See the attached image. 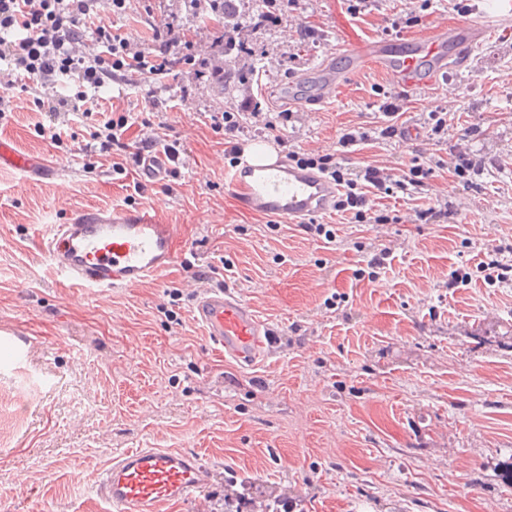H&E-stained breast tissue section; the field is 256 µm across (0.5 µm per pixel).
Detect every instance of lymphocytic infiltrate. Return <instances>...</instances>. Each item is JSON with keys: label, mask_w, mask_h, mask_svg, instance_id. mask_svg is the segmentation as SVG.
Segmentation results:
<instances>
[{"label": "lymphocytic infiltrate", "mask_w": 512, "mask_h": 512, "mask_svg": "<svg viewBox=\"0 0 512 512\" xmlns=\"http://www.w3.org/2000/svg\"><path fill=\"white\" fill-rule=\"evenodd\" d=\"M131 0H0V119L12 109L17 94H32L33 105L54 116L94 114L92 94L115 80L133 76H166L186 70L194 78L205 77L208 58L199 56L197 41L175 22L153 28L150 46L113 31L109 15L126 12ZM64 83L74 87L71 95H55L51 89ZM48 97H41V90ZM126 116L105 117L92 132L91 152L99 156L123 154L117 171L126 164H139L143 152L164 148L179 159L176 146L163 144L158 131H150L138 146L125 143ZM290 159L303 167L319 170L341 187L336 208L366 219L371 195L400 191L413 195L420 188V167H412L401 178H393L374 166H366L357 177L344 175L330 156L301 155Z\"/></svg>", "instance_id": "obj_1"}]
</instances>
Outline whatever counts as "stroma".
<instances>
[{
    "instance_id": "obj_1",
    "label": "stroma",
    "mask_w": 512,
    "mask_h": 512,
    "mask_svg": "<svg viewBox=\"0 0 512 512\" xmlns=\"http://www.w3.org/2000/svg\"><path fill=\"white\" fill-rule=\"evenodd\" d=\"M256 0L228 8L252 58L228 56L260 105L237 141L272 143L276 124L292 150L332 154L356 171L372 164L400 175L428 169L419 192L381 194L372 220L317 216L333 242L297 224L247 211L224 184V135L210 125L236 108L238 93L201 83L181 102L168 78L102 90L103 109L128 118L127 142L144 121L179 142L177 176L143 187L111 159L87 152V123L61 124L14 101L0 138L43 157L61 179L0 172V335L22 333L21 356L0 342V512H114L93 491L95 473L135 448H173L212 467L211 484L163 512H251L270 496L282 512H512L499 476L512 457V281L480 265L512 264V17L506 0H296L273 27L253 31ZM496 15L492 37L469 67L402 91L369 67L335 98L306 109L284 96L299 73L340 49L436 25ZM403 18L401 33L391 22ZM177 20L205 43L222 35L197 25L183 0H158L152 19L109 16L121 33L150 41L151 27ZM408 94L397 133L351 153L353 127L386 126L382 107ZM448 115V137L428 133L430 112ZM43 124L46 135L35 132ZM420 130L410 142L406 126ZM63 131V147L51 131ZM461 150L481 171L461 179L437 159ZM86 206L141 208L180 225L176 262L158 279L106 291L69 287L39 246L47 225ZM438 214L420 221L419 210ZM384 269L370 262L381 249ZM211 287L252 306L272 330L274 355L249 370L207 341L187 300L170 321L168 291Z\"/></svg>"
}]
</instances>
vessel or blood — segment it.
<instances>
[{"mask_svg":"<svg viewBox=\"0 0 512 512\" xmlns=\"http://www.w3.org/2000/svg\"><path fill=\"white\" fill-rule=\"evenodd\" d=\"M491 31L484 21L436 26L422 38L380 41L345 50L336 62L304 73L289 88L290 105L321 103L339 84L367 64L394 75L401 85L429 84L455 62L467 59ZM24 177H57V170L13 143L0 139V171ZM172 170L163 150L147 154L140 166L142 183L153 184ZM226 185L252 212L291 222L325 215L336 206L339 188L321 172L289 163L284 156L262 162L243 159L225 174ZM178 227L140 209H84L66 222L49 225L41 241L56 273L78 288H135L158 278L177 259ZM195 319L225 358L251 368L270 357L276 339L256 312L230 291L216 288L198 295ZM213 471L194 454L166 448L124 452L95 477V491L117 512H161L172 502L203 488Z\"/></svg>","mask_w":512,"mask_h":512,"instance_id":"obj_1","label":"vessel or blood"}]
</instances>
